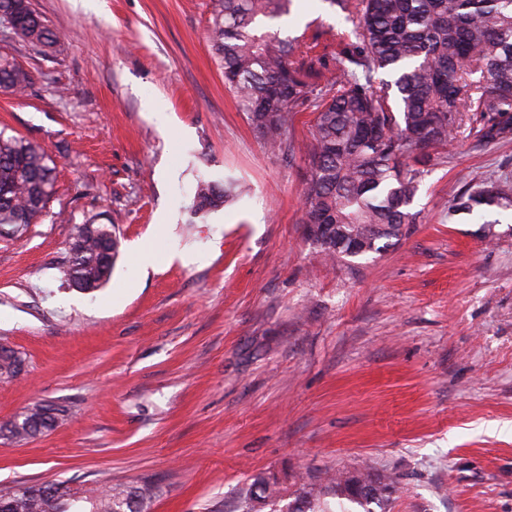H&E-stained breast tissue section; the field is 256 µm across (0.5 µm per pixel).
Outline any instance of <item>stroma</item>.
<instances>
[{
  "instance_id": "35a3bbf8",
  "label": "stroma",
  "mask_w": 512,
  "mask_h": 512,
  "mask_svg": "<svg viewBox=\"0 0 512 512\" xmlns=\"http://www.w3.org/2000/svg\"><path fill=\"white\" fill-rule=\"evenodd\" d=\"M57 40L0 24L23 94L0 91V129L45 148L54 193L0 238V422L38 403L68 418L0 439V488L155 481L153 512H235L261 477L316 484L373 465L388 512H512V211L452 213L485 178H512V138L468 128L420 155L426 176L395 245L327 261L301 224L314 114L291 156L265 148L209 45L215 0H30ZM304 36L320 84L350 46L326 0L278 21ZM242 185L191 217L199 175ZM114 225L107 284L59 277L73 225Z\"/></svg>"
}]
</instances>
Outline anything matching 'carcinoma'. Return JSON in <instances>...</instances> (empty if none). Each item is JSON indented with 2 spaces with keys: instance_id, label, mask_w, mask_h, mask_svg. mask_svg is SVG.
Instances as JSON below:
<instances>
[{
  "instance_id": "obj_1",
  "label": "carcinoma",
  "mask_w": 512,
  "mask_h": 512,
  "mask_svg": "<svg viewBox=\"0 0 512 512\" xmlns=\"http://www.w3.org/2000/svg\"><path fill=\"white\" fill-rule=\"evenodd\" d=\"M353 25L356 42L336 61V78L312 83L300 60L304 42L274 27L291 0H217L210 26L213 53L224 64V84L244 112L255 138L286 148L297 112H314L307 147L309 176L301 222L323 254L358 257L394 245L418 213L411 206L426 171L405 162L428 145H446L464 116L485 142L512 136V0H327ZM12 21L22 38L44 46L55 33L30 0H0V22ZM479 74L477 79L472 75ZM30 75L0 63V88L21 91ZM45 151L20 136L0 132V236L23 234L54 193ZM239 194L231 177L197 181L193 214L224 206ZM512 209L508 178L467 188L455 209L487 214ZM106 224H76L62 277L94 292L112 276L106 260ZM62 405H35L18 416L9 439L32 438L65 421ZM398 480L372 468L327 475L319 487L288 491L275 479L247 484L237 493L238 512H330L324 496L346 500L363 512H386ZM154 482L73 487L66 481L1 488L9 512H150Z\"/></svg>"
}]
</instances>
